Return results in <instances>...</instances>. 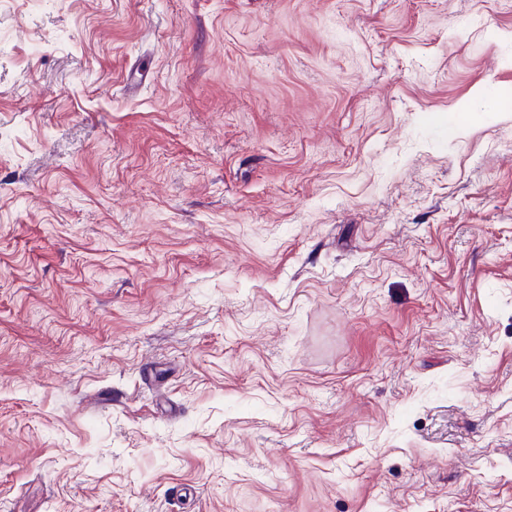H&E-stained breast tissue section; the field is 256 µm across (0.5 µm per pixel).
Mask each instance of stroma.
Segmentation results:
<instances>
[{
    "label": "stroma",
    "instance_id": "35a3bbf8",
    "mask_svg": "<svg viewBox=\"0 0 512 512\" xmlns=\"http://www.w3.org/2000/svg\"><path fill=\"white\" fill-rule=\"evenodd\" d=\"M0 512H512V0H0Z\"/></svg>",
    "mask_w": 512,
    "mask_h": 512
}]
</instances>
